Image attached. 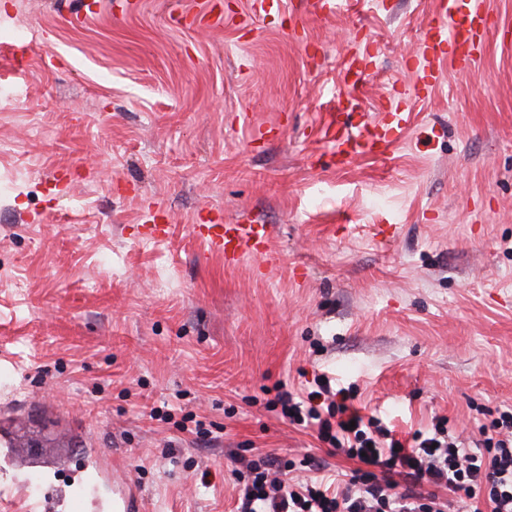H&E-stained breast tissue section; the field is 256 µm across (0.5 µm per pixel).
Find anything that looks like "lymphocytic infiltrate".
<instances>
[{
	"label": "lymphocytic infiltrate",
	"mask_w": 512,
	"mask_h": 512,
	"mask_svg": "<svg viewBox=\"0 0 512 512\" xmlns=\"http://www.w3.org/2000/svg\"><path fill=\"white\" fill-rule=\"evenodd\" d=\"M353 399L323 377L301 400L278 391L284 418L316 427L321 441L358 467L331 494L310 478L280 479L272 456L242 459L240 512H512V409L490 411L475 440L445 417L401 439Z\"/></svg>",
	"instance_id": "lymphocytic-infiltrate-1"
}]
</instances>
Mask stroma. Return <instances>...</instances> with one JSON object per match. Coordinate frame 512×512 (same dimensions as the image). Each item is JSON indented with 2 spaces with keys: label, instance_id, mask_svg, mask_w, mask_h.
Masks as SVG:
<instances>
[{
  "label": "stroma",
  "instance_id": "1",
  "mask_svg": "<svg viewBox=\"0 0 512 512\" xmlns=\"http://www.w3.org/2000/svg\"><path fill=\"white\" fill-rule=\"evenodd\" d=\"M213 4L221 26L173 21ZM482 6L480 59L423 99L439 0H0V452L52 441L0 462V512H71L92 452L145 512H238L259 453L340 485L354 462L270 407L321 374L402 438L512 408V0ZM358 52L364 111L402 94L410 122L340 165L322 128L359 119L337 100ZM219 222L269 225L277 263L225 266L192 230Z\"/></svg>",
  "mask_w": 512,
  "mask_h": 512
}]
</instances>
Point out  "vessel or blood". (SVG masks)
<instances>
[{
	"label": "vessel or blood",
	"instance_id": "vessel-or-blood-1",
	"mask_svg": "<svg viewBox=\"0 0 512 512\" xmlns=\"http://www.w3.org/2000/svg\"><path fill=\"white\" fill-rule=\"evenodd\" d=\"M438 25L429 27L415 50L416 84L432 90L440 84V66L467 72L478 60L490 26L480 0H441ZM409 115L387 109L365 115L356 125L327 122L323 134L343 154H382L406 130ZM194 233L223 254L226 265L247 258L269 257L270 231L265 224H197Z\"/></svg>",
	"mask_w": 512,
	"mask_h": 512
}]
</instances>
